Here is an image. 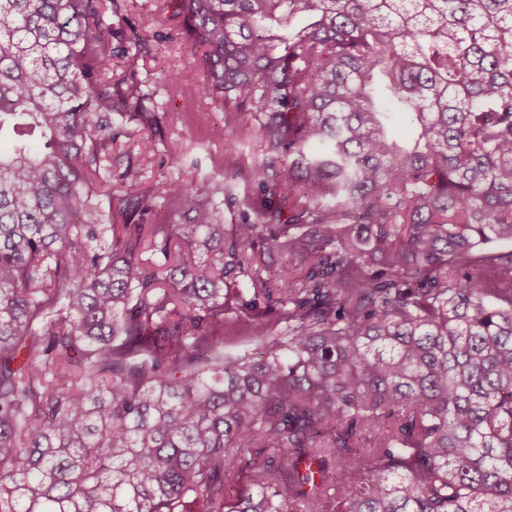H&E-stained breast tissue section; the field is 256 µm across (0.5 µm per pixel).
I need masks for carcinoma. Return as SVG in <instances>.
Segmentation results:
<instances>
[{
  "mask_svg": "<svg viewBox=\"0 0 512 512\" xmlns=\"http://www.w3.org/2000/svg\"><path fill=\"white\" fill-rule=\"evenodd\" d=\"M164 10L250 194L113 182L150 19L0 0V512H512V0ZM258 346V341L246 335L232 337L231 333H227L224 330V346H222L219 350L224 355L236 356L247 352H255V349Z\"/></svg>",
  "mask_w": 512,
  "mask_h": 512,
  "instance_id": "carcinoma-1",
  "label": "carcinoma"
}]
</instances>
